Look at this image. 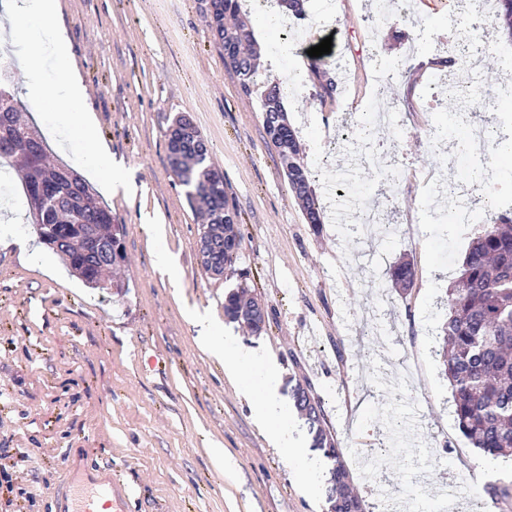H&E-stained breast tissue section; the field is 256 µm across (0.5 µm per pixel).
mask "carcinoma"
<instances>
[{"instance_id": "carcinoma-1", "label": "carcinoma", "mask_w": 512, "mask_h": 512, "mask_svg": "<svg viewBox=\"0 0 512 512\" xmlns=\"http://www.w3.org/2000/svg\"><path fill=\"white\" fill-rule=\"evenodd\" d=\"M221 10L206 13L208 27L221 46L234 52L224 57V66L238 79L240 92L250 98L259 96L261 118L269 144L275 149L288 179L291 192L306 223L319 229L324 223V209L311 186V175L301 161L298 132L289 123L283 106L286 91L278 82L259 80L257 49L252 35L237 21L239 0H218ZM311 78L322 90L320 98L332 99L337 83L332 72L311 65ZM22 105L9 95L0 101V123L9 119L15 148L0 153V167L19 163L31 223L40 238L61 236L68 240L59 252L73 273L91 288H118L112 281L102 282L106 272L91 267L84 241L95 231L112 242V263L119 264L124 254V225L115 223L112 211L100 204L81 177L73 181L59 179L55 185L42 186L37 181L40 168L47 166L44 135L29 125ZM209 142L199 129L183 149L182 159L169 166L180 185L186 187L190 203L205 215L200 233L211 236L217 248L212 255L215 266L226 271L238 256V229L224 220V211L235 209L224 189V173L209 161ZM63 205L56 208L55 201ZM392 287L407 286L414 279V268L401 261L390 266ZM252 294L241 282L224 299V316L241 323L239 310L250 304ZM448 313L439 327L443 345L444 376L451 387V402L458 428L473 448L486 457L512 460V213L499 211L493 220L481 225L454 272L447 291ZM293 406L316 445L336 463L326 479V497L333 512H354L355 496L348 489V472L340 462V451L324 428L321 404L309 387L296 385Z\"/></svg>"}]
</instances>
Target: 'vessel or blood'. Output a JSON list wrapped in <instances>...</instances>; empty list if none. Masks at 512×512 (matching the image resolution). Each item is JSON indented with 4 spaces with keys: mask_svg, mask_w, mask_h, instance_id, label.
<instances>
[{
    "mask_svg": "<svg viewBox=\"0 0 512 512\" xmlns=\"http://www.w3.org/2000/svg\"><path fill=\"white\" fill-rule=\"evenodd\" d=\"M57 512H129L119 477L98 480L89 470H74L57 490Z\"/></svg>",
    "mask_w": 512,
    "mask_h": 512,
    "instance_id": "b4317fda",
    "label": "vessel or blood"
}]
</instances>
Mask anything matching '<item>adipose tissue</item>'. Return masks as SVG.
Returning <instances> with one entry per match:
<instances>
[{
    "label": "adipose tissue",
    "mask_w": 512,
    "mask_h": 512,
    "mask_svg": "<svg viewBox=\"0 0 512 512\" xmlns=\"http://www.w3.org/2000/svg\"><path fill=\"white\" fill-rule=\"evenodd\" d=\"M204 347L224 360V373L229 380H240L242 370L254 361H262L265 367L263 393L255 399L253 419L270 444L284 454L298 455L288 435V406L279 397L280 367L274 357L260 356L259 352L229 338H204Z\"/></svg>",
    "instance_id": "1"
}]
</instances>
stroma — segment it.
<instances>
[{
  "label": "stroma",
  "instance_id": "stroma-1",
  "mask_svg": "<svg viewBox=\"0 0 512 512\" xmlns=\"http://www.w3.org/2000/svg\"><path fill=\"white\" fill-rule=\"evenodd\" d=\"M462 2L432 12L420 0H395L386 21L379 0H336L326 22L325 0H309L298 42L271 37L277 65L260 73L294 82L284 104L325 210L316 230L268 143L258 98L241 96L224 66L208 0H60L97 131L132 188L96 193L125 226L118 291L86 287L28 224L15 171L0 179V235L27 240L35 255L25 265L0 250V448L28 454L21 512H55L53 489L76 459L118 474L130 512H327L331 463L312 434L293 415L288 430L303 456L295 462L272 447L223 359L202 345L192 310L273 354L282 396L302 384L321 399L363 512H381L392 495L430 512L449 482L471 499V512H483L486 487L512 483V465L487 466L459 431L436 354L444 274L460 264L475 227L407 226L432 196L424 173L456 177L454 155L432 140L448 100L424 89L457 48L448 24ZM483 36L481 74L491 85L512 82L501 55L512 40L493 22ZM327 37L338 94L324 102L296 59ZM378 91L398 116L378 138L398 173L388 183L354 168L350 150ZM179 114L208 140L224 174L242 237L235 267L268 309L262 335L224 317L237 277L212 279L200 264V219L167 161L165 134ZM347 182L381 194L389 220L374 225L372 239L349 230L358 218L337 194ZM161 245L178 259V281L153 266ZM398 260L415 267L404 293L386 277ZM372 456L384 458L385 477L365 466Z\"/></svg>",
  "mask_w": 512,
  "mask_h": 512
}]
</instances>
